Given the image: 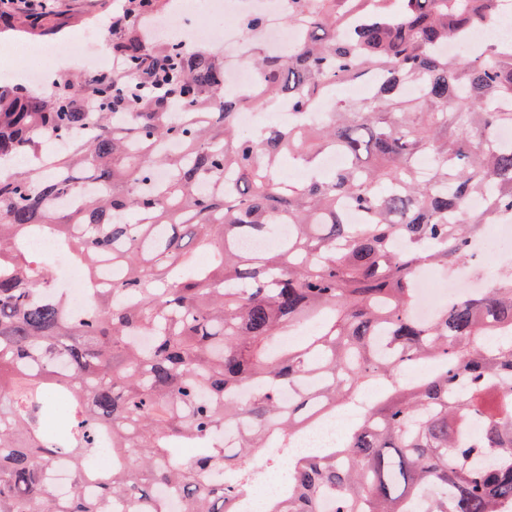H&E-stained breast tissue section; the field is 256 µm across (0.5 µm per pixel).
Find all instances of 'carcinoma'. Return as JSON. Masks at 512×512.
I'll return each instance as SVG.
<instances>
[{
	"label": "carcinoma",
	"instance_id": "cac0c4a2",
	"mask_svg": "<svg viewBox=\"0 0 512 512\" xmlns=\"http://www.w3.org/2000/svg\"><path fill=\"white\" fill-rule=\"evenodd\" d=\"M499 2L291 0L300 41L283 60L251 38L257 83L237 94L223 58L131 27L112 40L117 71L61 77L49 97L0 92V160L22 163L0 171V512H168V486L182 512H239L285 458L267 512H321L325 498L332 512H512V272L428 322L412 312L420 270L456 268L483 225L512 222V142L496 136L512 124L496 109L512 105V46L444 50ZM356 82L370 95L305 119ZM285 100L295 122L239 131L241 111ZM328 152L346 164L323 176ZM285 156L310 177L282 178ZM29 236L83 266L84 313ZM301 323L315 328L273 345ZM307 379L320 391L283 405ZM376 385L345 443L291 456L320 408L350 410ZM51 391L70 416L57 436L44 430ZM240 414L253 431L226 448ZM107 437L115 465L88 471ZM178 448L200 452L186 463ZM64 460L61 501L50 477Z\"/></svg>",
	"mask_w": 512,
	"mask_h": 512
}]
</instances>
